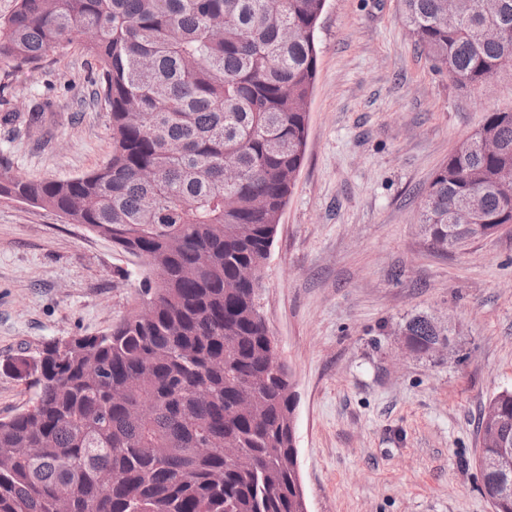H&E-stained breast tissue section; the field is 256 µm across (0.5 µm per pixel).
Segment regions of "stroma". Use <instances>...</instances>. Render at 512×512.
<instances>
[{
  "label": "stroma",
  "mask_w": 512,
  "mask_h": 512,
  "mask_svg": "<svg viewBox=\"0 0 512 512\" xmlns=\"http://www.w3.org/2000/svg\"><path fill=\"white\" fill-rule=\"evenodd\" d=\"M402 0H326L305 157L259 298L293 373L310 512H493L475 458L478 417L512 389V233L434 250L417 224L435 169L485 113L512 107V74L478 89L438 72ZM81 47L35 69L0 64V115L49 103L42 137L0 123V159L25 178L90 173L112 155ZM144 259L59 213L0 197V419L29 384L21 351L100 336L138 303ZM453 315L456 354L402 353L412 314Z\"/></svg>",
  "instance_id": "obj_1"
}]
</instances>
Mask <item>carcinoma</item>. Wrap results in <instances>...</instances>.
<instances>
[{
    "label": "carcinoma",
    "instance_id": "obj_1",
    "mask_svg": "<svg viewBox=\"0 0 512 512\" xmlns=\"http://www.w3.org/2000/svg\"><path fill=\"white\" fill-rule=\"evenodd\" d=\"M403 23L459 88L512 68V0H403ZM325 0H15L0 17V62L35 66L80 44L99 68L90 101L110 114L112 156L63 180L27 179L0 163V196H26L88 224L146 261L142 302L112 331L45 343L11 364L35 388L0 419V512H301L291 424L295 395L260 314V279L293 174L305 154ZM501 31L497 42L484 28ZM486 137L500 151L485 154ZM239 171L224 182V167ZM512 110L486 113L435 172L418 215L441 251L512 230ZM416 355L435 332L425 313L400 326ZM512 437V390L480 424ZM211 441L200 455L196 448ZM232 440L245 459L224 458ZM22 448H38L26 455ZM494 512H512L483 475Z\"/></svg>",
    "mask_w": 512,
    "mask_h": 512
}]
</instances>
